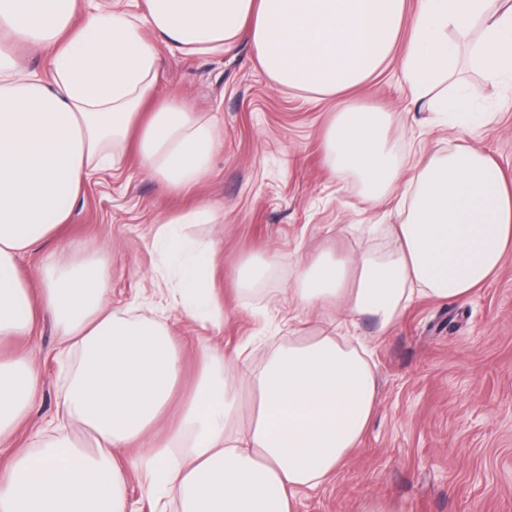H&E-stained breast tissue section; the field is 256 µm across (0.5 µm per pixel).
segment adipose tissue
I'll return each instance as SVG.
<instances>
[{
    "label": "adipose tissue",
    "instance_id": "1",
    "mask_svg": "<svg viewBox=\"0 0 512 512\" xmlns=\"http://www.w3.org/2000/svg\"><path fill=\"white\" fill-rule=\"evenodd\" d=\"M182 54L246 39L279 85L331 95L359 86L397 44L404 77L448 126L472 122L474 97L454 85L461 51L494 82L512 84V0H0V446L39 397L26 341L51 323L71 372L57 423L78 420L91 441L58 436L16 453L0 477V512H128V471L179 512H294L295 495L327 481L374 416L375 374L336 332L288 344L262 367L203 348L192 393L167 415L182 380L179 345L162 325L112 312L109 256H43L31 285L18 260L69 223L85 184L135 151L169 190L209 172L215 127L185 102L156 97L157 55L143 29ZM48 54V71L21 51ZM386 110L351 103L325 133L333 171L353 173L369 202L392 204L382 243L296 264L290 295L303 310L333 306L350 322L396 323L417 296L464 300L512 254V185L482 149L457 143L407 167ZM207 205L170 215L157 245L177 244L185 314L221 326L212 245L183 236L209 224ZM247 369L255 406L240 425V393L223 364Z\"/></svg>",
    "mask_w": 512,
    "mask_h": 512
}]
</instances>
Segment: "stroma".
Masks as SVG:
<instances>
[{
    "mask_svg": "<svg viewBox=\"0 0 512 512\" xmlns=\"http://www.w3.org/2000/svg\"><path fill=\"white\" fill-rule=\"evenodd\" d=\"M156 52L158 97L185 99L215 120L209 174L190 190L171 192L128 156L92 178L72 222L36 245L20 269L34 282L43 253L111 252L112 309L152 316L170 330L183 352L179 395L189 393L204 345L219 344L228 355L245 349L257 368L277 348L341 320L331 306L299 312L288 290L299 258L358 249L342 234L344 225L393 221L388 205L367 201L353 175L327 164L324 132L346 105L392 112L408 163L464 141L491 154L512 180V92L477 71L465 73L466 83L478 108L498 118L451 129L416 105L395 60L353 90L313 99L276 85L245 41L221 54L187 56L161 43ZM198 202L218 216L186 228L216 249L214 286L224 307L217 330L183 314L169 265L152 247L167 216ZM251 258L271 260L272 269L242 292L238 271ZM356 333L376 372L375 415L336 474L299 496L296 512H512V255L471 299L420 297L392 328L379 331L364 317ZM58 343L48 323L29 343L42 397L16 431L13 451L54 436L46 425L70 376L55 358Z\"/></svg>",
    "mask_w": 512,
    "mask_h": 512,
    "instance_id": "1",
    "label": "stroma"
}]
</instances>
